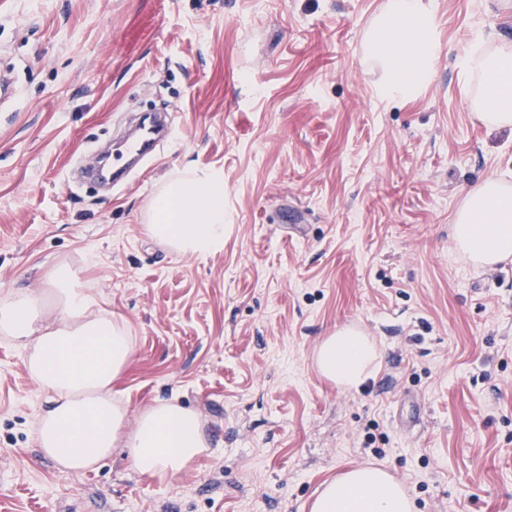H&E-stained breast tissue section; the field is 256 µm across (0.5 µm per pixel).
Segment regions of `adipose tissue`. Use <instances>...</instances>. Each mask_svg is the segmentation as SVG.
I'll return each instance as SVG.
<instances>
[{
    "label": "adipose tissue",
    "instance_id": "obj_1",
    "mask_svg": "<svg viewBox=\"0 0 512 512\" xmlns=\"http://www.w3.org/2000/svg\"><path fill=\"white\" fill-rule=\"evenodd\" d=\"M477 33L463 60L480 94L472 103L485 125L512 129V45L485 52ZM434 12L428 0H388L375 18L367 58L386 72L377 93L387 99L415 95L440 55ZM224 171L191 170L152 200L149 234L179 255L204 259L224 249ZM454 249L466 262L492 266L512 257V192L489 179L474 188L454 222ZM60 305L46 313L42 292L12 288L0 294V332L25 351V366L51 398L39 417L38 443L58 467L82 471L126 449L142 474L175 475L205 448L196 413L166 402L145 409L133 427L112 399V382L132 353V339L78 287L66 268L53 277ZM378 351L364 334L342 328L316 351L319 372L355 390L376 368ZM313 512H413L399 482L362 465L318 494Z\"/></svg>",
    "mask_w": 512,
    "mask_h": 512
}]
</instances>
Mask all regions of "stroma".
<instances>
[{"label":"stroma","instance_id":"1","mask_svg":"<svg viewBox=\"0 0 512 512\" xmlns=\"http://www.w3.org/2000/svg\"><path fill=\"white\" fill-rule=\"evenodd\" d=\"M385 2L0 0V287L51 308L68 267L132 338L113 401L177 404L206 440L174 476L120 448L60 469L36 440L50 394L0 333V512H311L359 465L414 512H512V258L453 254L470 191L512 186V131L475 117L460 67L477 30L512 42V0H433L441 54L393 100L365 59ZM136 110L173 115L151 162L109 194L69 187ZM190 165L224 170L204 260L146 230ZM343 327L378 348L357 390L315 363Z\"/></svg>","mask_w":512,"mask_h":512}]
</instances>
